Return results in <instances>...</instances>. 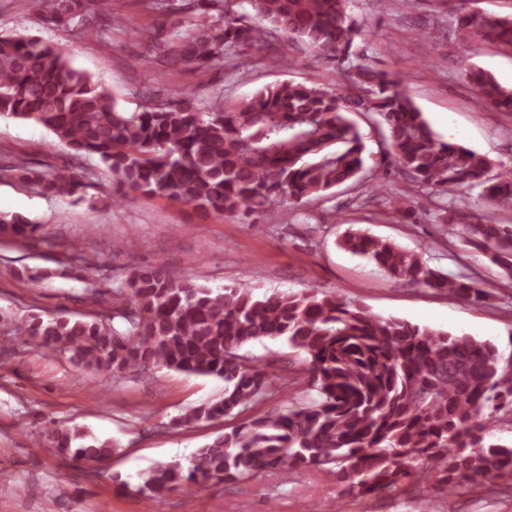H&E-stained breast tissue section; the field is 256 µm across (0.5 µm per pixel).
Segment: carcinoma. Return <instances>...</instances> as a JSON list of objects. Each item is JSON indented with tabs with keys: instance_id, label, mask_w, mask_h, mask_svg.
Wrapping results in <instances>:
<instances>
[{
	"instance_id": "1",
	"label": "carcinoma",
	"mask_w": 512,
	"mask_h": 512,
	"mask_svg": "<svg viewBox=\"0 0 512 512\" xmlns=\"http://www.w3.org/2000/svg\"><path fill=\"white\" fill-rule=\"evenodd\" d=\"M102 0H30L44 21L78 38L98 32ZM161 14L188 19L183 32L159 27L148 57L177 71L222 65L251 50L266 53L286 37L302 44L335 75L327 85L282 81L230 101L212 93L208 110L182 92L143 112H126L108 91L74 69L65 45L0 35V116L39 125L74 159L97 156L112 171L115 202L143 196L188 205L220 218L258 224L285 200L325 199L337 187L383 194L396 215L413 214L414 194L438 199L433 221L512 281V223L490 209L512 211V171L492 174L484 155L441 139L398 76L361 61L354 49L362 26L350 0H140ZM454 37L478 55L487 46L512 50V16L487 17L458 8ZM475 95L512 112V88L470 64ZM380 117L386 146L380 165L400 171L412 190L397 189L365 169V143L354 116ZM12 171L52 196H71L83 173L42 172L23 160ZM481 188L487 211L466 207L459 193ZM39 225L0 217V235L37 236ZM340 248L368 260L406 285L434 288L474 304L493 292L468 276H450L419 254L362 230H347ZM95 316L23 321L14 333L69 356L75 365L115 379L157 366L224 380V396L181 417V423L238 416L276 385L256 361L240 354L250 343L282 341L309 357L317 397L278 413L252 416L197 450L191 466L161 464L143 474L138 493L157 505L177 487L242 480L265 470L288 475L322 467L342 493L372 497L405 485L448 493L512 477V442L489 435L512 417V362L498 347L375 315L310 286L299 292L214 289L169 275L153 263L130 273ZM44 447L75 463H101L112 444L86 439L76 427L50 431Z\"/></svg>"
}]
</instances>
